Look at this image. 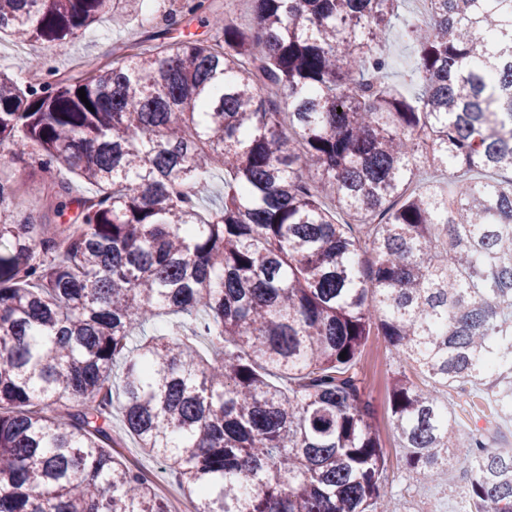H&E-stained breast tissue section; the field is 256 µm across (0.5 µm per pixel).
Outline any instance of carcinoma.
Segmentation results:
<instances>
[{"instance_id":"obj_1","label":"carcinoma","mask_w":512,"mask_h":512,"mask_svg":"<svg viewBox=\"0 0 512 512\" xmlns=\"http://www.w3.org/2000/svg\"><path fill=\"white\" fill-rule=\"evenodd\" d=\"M139 2L0 0V34L59 50ZM402 2L251 0L242 29L182 0L166 32L191 16L211 40L37 85L39 57L0 71V150L96 188L51 182L54 215L77 213L38 224L0 181V512H171L126 435L194 512H392L357 370L375 333L410 368L389 388L405 469L433 479L459 447L445 388L512 419V0H428L425 23ZM468 448L458 512H512V448ZM118 450L128 462L136 464L147 473L153 486L168 501L172 512L178 511V508L187 503L179 489L176 476L163 461L146 454L133 439L127 440L125 447Z\"/></svg>"}]
</instances>
